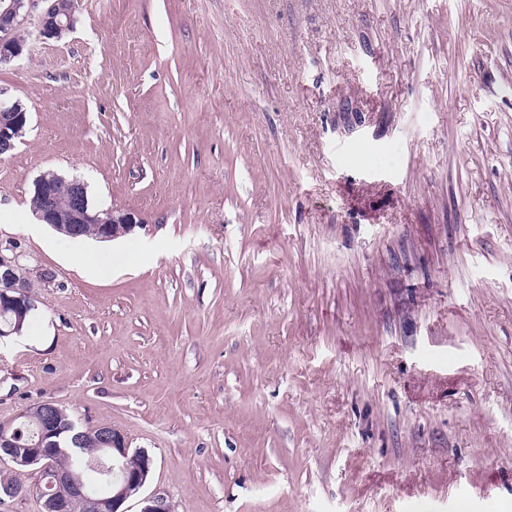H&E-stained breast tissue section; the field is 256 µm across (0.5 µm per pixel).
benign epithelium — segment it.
I'll return each mask as SVG.
<instances>
[{
  "instance_id": "7a95c632",
  "label": "benign epithelium",
  "mask_w": 512,
  "mask_h": 512,
  "mask_svg": "<svg viewBox=\"0 0 512 512\" xmlns=\"http://www.w3.org/2000/svg\"><path fill=\"white\" fill-rule=\"evenodd\" d=\"M46 7L41 15L39 35L47 40L61 39L73 28L75 5L72 0H43ZM29 0H0V63L23 60L25 44L14 38L19 17ZM29 123V113L19 103L10 105L0 101V155L15 149ZM67 182L69 191L57 192L59 182ZM33 187L41 198V207L33 210L35 218L53 230L68 237L81 235L85 224L98 226L101 238H115L143 223L141 214L129 209L96 210L89 206L86 197L87 184L74 177L65 180L55 172L38 176ZM35 308V298L30 291V282L22 274L19 255L7 257L0 254V313H13L15 320L8 327H0V336L21 333L26 315ZM42 420L37 423V439L31 447L17 452L8 432L18 424L32 420V413L25 410L7 421H0V459H9L24 465L39 464L46 457L45 442L54 433L55 421L51 408L55 404L45 403ZM94 435L106 445V455L113 460H127L138 456L131 450L129 440L120 431L110 427L89 428L84 435ZM142 467L130 469L120 466L123 477L111 485L107 494H92L88 488L89 477L84 470H56L45 484L6 486L0 491V500L26 495H36L43 501L44 512H125L124 503L136 495L147 482L150 471L149 458L141 457ZM140 512H170L166 499L154 492L141 500Z\"/></svg>"
}]
</instances>
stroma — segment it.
I'll list each match as a JSON object with an SVG mask.
<instances>
[{"label":"stroma","mask_w":512,"mask_h":512,"mask_svg":"<svg viewBox=\"0 0 512 512\" xmlns=\"http://www.w3.org/2000/svg\"><path fill=\"white\" fill-rule=\"evenodd\" d=\"M41 10L0 63L35 297L0 421L121 431L172 512L512 501V0H78L48 41ZM48 170L143 228L31 233ZM29 123V112H24L18 102L11 105L0 100V156L15 149Z\"/></svg>","instance_id":"obj_1"}]
</instances>
